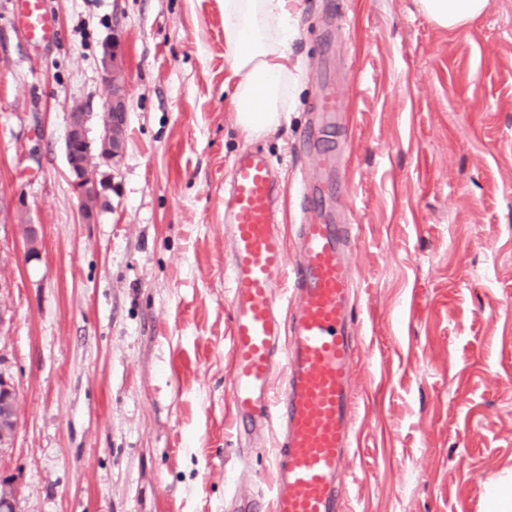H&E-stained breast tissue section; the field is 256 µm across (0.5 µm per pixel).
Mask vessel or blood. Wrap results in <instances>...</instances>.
<instances>
[{
    "label": "vessel or blood",
    "instance_id": "1",
    "mask_svg": "<svg viewBox=\"0 0 512 512\" xmlns=\"http://www.w3.org/2000/svg\"><path fill=\"white\" fill-rule=\"evenodd\" d=\"M28 37L58 38L44 0H19ZM230 400L237 434L275 430L274 512H340L341 475L353 443L351 372L359 338L350 304L354 279L341 225L299 227L301 261L289 266L275 231L279 182L267 157L246 149L232 164ZM289 272L296 307L281 318L276 277Z\"/></svg>",
    "mask_w": 512,
    "mask_h": 512
}]
</instances>
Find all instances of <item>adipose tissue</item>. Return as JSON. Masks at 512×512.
I'll list each match as a JSON object with an SVG mask.
<instances>
[{
  "label": "adipose tissue",
  "instance_id": "obj_1",
  "mask_svg": "<svg viewBox=\"0 0 512 512\" xmlns=\"http://www.w3.org/2000/svg\"><path fill=\"white\" fill-rule=\"evenodd\" d=\"M421 12L450 31L468 26L489 0H417ZM289 0H224V50L236 79L234 122L248 137L269 134L288 109V86L297 76L289 64Z\"/></svg>",
  "mask_w": 512,
  "mask_h": 512
}]
</instances>
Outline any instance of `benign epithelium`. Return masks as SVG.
Segmentation results:
<instances>
[{"instance_id": "benign-epithelium-1", "label": "benign epithelium", "mask_w": 512, "mask_h": 512, "mask_svg": "<svg viewBox=\"0 0 512 512\" xmlns=\"http://www.w3.org/2000/svg\"><path fill=\"white\" fill-rule=\"evenodd\" d=\"M102 81L106 98L101 114L102 134L97 153H92L86 135L87 113L80 105L68 113L66 160L71 184L86 223H92L101 205L106 185L97 180L101 165H112L123 155L128 112L126 73L121 36L117 33L103 45ZM17 392L13 381L0 371V455L13 448L17 430ZM0 512H17V494L10 480L0 481Z\"/></svg>"}]
</instances>
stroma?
Listing matches in <instances>:
<instances>
[{"label": "stroma", "mask_w": 512, "mask_h": 512, "mask_svg": "<svg viewBox=\"0 0 512 512\" xmlns=\"http://www.w3.org/2000/svg\"><path fill=\"white\" fill-rule=\"evenodd\" d=\"M47 7L60 37L36 45L0 0V369L19 421L0 475L19 512H224L229 471L268 493L274 431L248 450L231 431L224 210L234 158L262 151L295 252L318 146L341 148L351 188L313 213L359 226L341 512H485L487 485L512 472V0L454 33L415 0H291L298 82L277 130L251 139L234 124L223 0ZM113 33L126 147L86 224L67 115L82 104L97 143ZM326 84L333 135L313 125Z\"/></svg>", "instance_id": "stroma-1"}]
</instances>
